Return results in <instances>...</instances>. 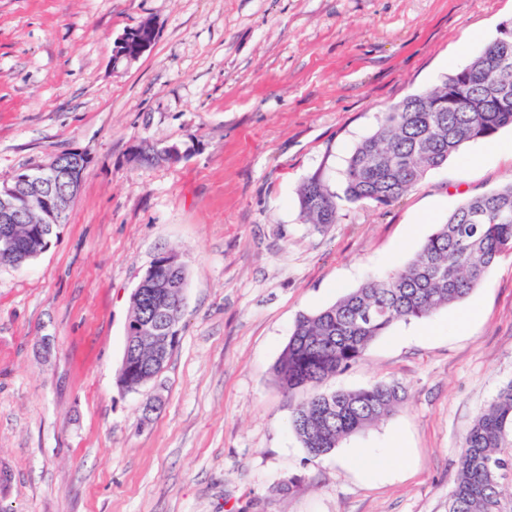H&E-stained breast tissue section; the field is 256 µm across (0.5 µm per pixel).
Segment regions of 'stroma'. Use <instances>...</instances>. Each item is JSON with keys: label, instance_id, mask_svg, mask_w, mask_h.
I'll use <instances>...</instances> for the list:
<instances>
[{"label": "stroma", "instance_id": "obj_1", "mask_svg": "<svg viewBox=\"0 0 512 512\" xmlns=\"http://www.w3.org/2000/svg\"><path fill=\"white\" fill-rule=\"evenodd\" d=\"M144 19L152 47L114 61ZM506 21L512 0H0V184L70 149L91 159L49 250L0 267V512H448L464 438L512 381V254L326 382L407 391L328 455L294 434L305 392L284 393L274 366L300 314L512 182L507 127L390 206L341 197L381 112L439 87ZM144 142L180 156L133 161ZM314 175L340 196L321 229L298 204ZM165 252L187 269L179 335L165 370L126 390L130 296ZM145 31L149 34L147 39ZM156 37V28L149 20L142 21L136 27L128 29L117 40L114 53L116 60H126L127 62L137 60L152 46ZM134 41H136V49L133 52L130 53L127 49H121Z\"/></svg>", "mask_w": 512, "mask_h": 512}]
</instances>
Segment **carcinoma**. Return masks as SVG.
Listing matches in <instances>:
<instances>
[{"instance_id":"carcinoma-1","label":"carcinoma","mask_w":512,"mask_h":512,"mask_svg":"<svg viewBox=\"0 0 512 512\" xmlns=\"http://www.w3.org/2000/svg\"><path fill=\"white\" fill-rule=\"evenodd\" d=\"M512 28L498 35L466 66L448 74L441 87L410 95L382 113L376 130L360 141L344 172V198L353 204L389 206L464 146L512 127ZM309 224L338 220L336 193L314 175L298 190ZM47 241L57 226L39 216L12 225L9 245L26 250L32 230ZM512 252V183L461 203L438 225L405 265L367 278L333 304L300 315L275 367L286 393L307 390L294 409L291 428L309 455L330 453L350 435L386 419L402 403L406 388L377 381L350 391H322L327 379L360 364L370 343L397 322L430 317L476 288L502 255ZM150 289L131 297L126 334V387L138 389L159 373L158 348L134 338L133 323L178 304L186 286L184 265H170L149 278ZM512 381L476 418L466 435L448 512H512Z\"/></svg>"}]
</instances>
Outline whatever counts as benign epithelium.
Wrapping results in <instances>:
<instances>
[{
  "mask_svg": "<svg viewBox=\"0 0 512 512\" xmlns=\"http://www.w3.org/2000/svg\"><path fill=\"white\" fill-rule=\"evenodd\" d=\"M156 37V28L149 20L128 29L117 40L116 60H137L152 46ZM89 165V157L74 149L57 155L48 163L32 164L19 170L11 182L0 185V224L13 223L20 211H40L46 221L62 223L64 215L80 192ZM63 175L70 179V189L55 195L49 194L47 186ZM179 323L177 313L168 312L161 322L137 323V335L150 341Z\"/></svg>",
  "mask_w": 512,
  "mask_h": 512,
  "instance_id": "1",
  "label": "benign epithelium"
}]
</instances>
